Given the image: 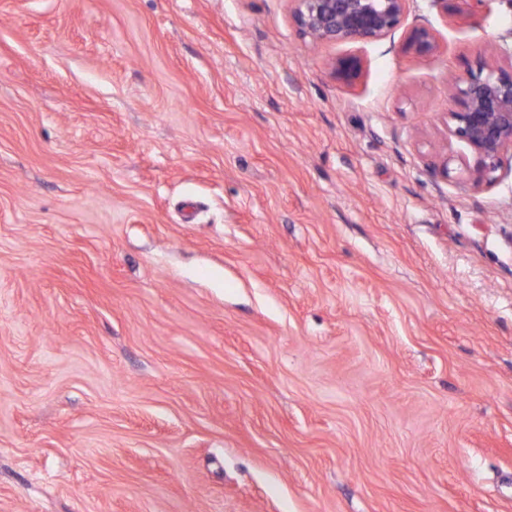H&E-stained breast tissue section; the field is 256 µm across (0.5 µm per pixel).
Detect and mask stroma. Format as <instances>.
Wrapping results in <instances>:
<instances>
[{
    "label": "stroma",
    "instance_id": "1",
    "mask_svg": "<svg viewBox=\"0 0 512 512\" xmlns=\"http://www.w3.org/2000/svg\"><path fill=\"white\" fill-rule=\"evenodd\" d=\"M291 9L0 0V512H512V169L448 132L512 0ZM410 0H291L303 37L315 43H368L396 30ZM492 0H433L437 3L441 13L448 20V17L456 23H465L474 17L482 9L486 8L487 2ZM462 2V3H460ZM406 47L420 57L430 58L438 53L439 43L433 30L422 27L408 32ZM333 73L335 77L346 85H353L362 73V59L355 53H348L334 61Z\"/></svg>",
    "mask_w": 512,
    "mask_h": 512
}]
</instances>
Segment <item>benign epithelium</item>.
Returning a JSON list of instances; mask_svg holds the SVG:
<instances>
[{
    "label": "benign epithelium",
    "mask_w": 512,
    "mask_h": 512,
    "mask_svg": "<svg viewBox=\"0 0 512 512\" xmlns=\"http://www.w3.org/2000/svg\"><path fill=\"white\" fill-rule=\"evenodd\" d=\"M293 18L303 37L315 43H368L396 30L409 0H291ZM443 16L465 23L486 8L489 0H433ZM407 49L420 57H433L439 43L435 32L414 28L406 37ZM335 77L353 85L362 73V59L348 53L334 61ZM461 110L450 113L452 136L478 158L476 184L492 186L503 157L512 153V63L491 66L488 73L451 86Z\"/></svg>",
    "instance_id": "7a95c632"
}]
</instances>
